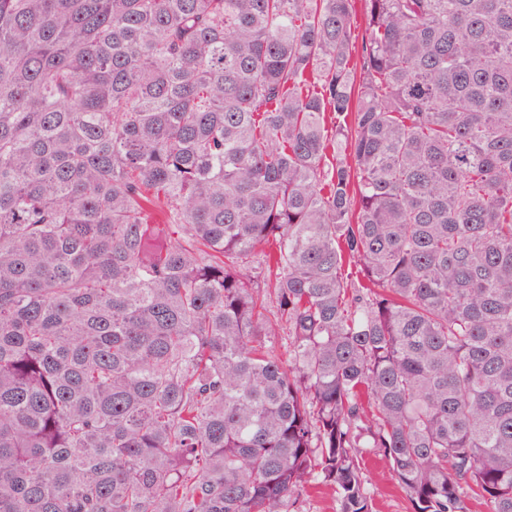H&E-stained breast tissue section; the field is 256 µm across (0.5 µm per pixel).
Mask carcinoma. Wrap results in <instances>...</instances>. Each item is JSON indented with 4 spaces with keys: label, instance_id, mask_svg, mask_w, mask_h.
Instances as JSON below:
<instances>
[{
    "label": "carcinoma",
    "instance_id": "obj_1",
    "mask_svg": "<svg viewBox=\"0 0 512 512\" xmlns=\"http://www.w3.org/2000/svg\"><path fill=\"white\" fill-rule=\"evenodd\" d=\"M364 448L512 512V0H0V512H371ZM337 508L334 490L313 484L305 487L302 494L291 497L288 512H337Z\"/></svg>",
    "mask_w": 512,
    "mask_h": 512
}]
</instances>
